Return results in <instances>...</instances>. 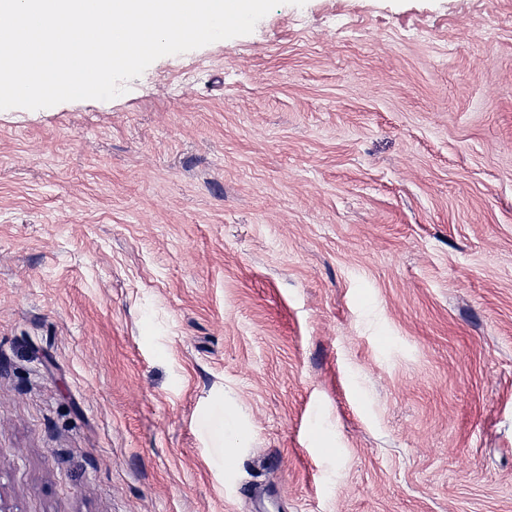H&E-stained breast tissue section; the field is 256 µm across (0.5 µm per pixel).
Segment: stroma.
Here are the masks:
<instances>
[{"label": "stroma", "instance_id": "35a3bbf8", "mask_svg": "<svg viewBox=\"0 0 512 512\" xmlns=\"http://www.w3.org/2000/svg\"><path fill=\"white\" fill-rule=\"evenodd\" d=\"M0 512H512V0L0 110Z\"/></svg>", "mask_w": 512, "mask_h": 512}]
</instances>
